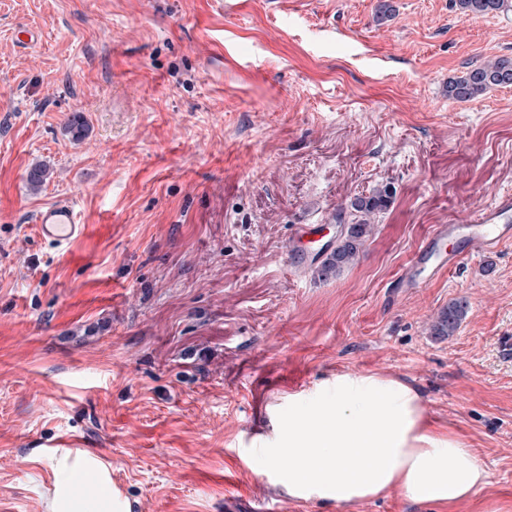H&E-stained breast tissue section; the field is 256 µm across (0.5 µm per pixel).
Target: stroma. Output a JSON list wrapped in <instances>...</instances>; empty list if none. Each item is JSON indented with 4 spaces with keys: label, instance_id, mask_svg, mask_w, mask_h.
<instances>
[{
    "label": "stroma",
    "instance_id": "obj_1",
    "mask_svg": "<svg viewBox=\"0 0 512 512\" xmlns=\"http://www.w3.org/2000/svg\"><path fill=\"white\" fill-rule=\"evenodd\" d=\"M379 2L0 0V512H50L63 434L130 512H438L257 475L289 395L343 371L416 387L490 474L460 512H512V240L388 290L434 225L512 193V88L447 93L512 55V12ZM385 186L355 265L293 267L294 225ZM66 198L85 231L54 247L33 221ZM460 298L455 335L429 336Z\"/></svg>",
    "mask_w": 512,
    "mask_h": 512
}]
</instances>
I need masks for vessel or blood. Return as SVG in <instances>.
Instances as JSON below:
<instances>
[{"label": "vessel or blood", "instance_id": "1", "mask_svg": "<svg viewBox=\"0 0 512 512\" xmlns=\"http://www.w3.org/2000/svg\"><path fill=\"white\" fill-rule=\"evenodd\" d=\"M36 227L41 239L61 246L77 237L82 226L76 205L63 199L40 211ZM325 231L321 224H298L293 230L291 258L302 269L322 262L323 255L307 249V242ZM512 239V196L499 198L467 224H438L413 255L407 270L391 284L392 294L421 287L427 280L464 261L494 251Z\"/></svg>", "mask_w": 512, "mask_h": 512}]
</instances>
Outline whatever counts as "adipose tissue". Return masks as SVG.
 <instances>
[{
  "label": "adipose tissue",
  "instance_id": "1",
  "mask_svg": "<svg viewBox=\"0 0 512 512\" xmlns=\"http://www.w3.org/2000/svg\"><path fill=\"white\" fill-rule=\"evenodd\" d=\"M255 457L259 468L275 467L291 497L339 504L398 491L455 512L489 483L474 449L430 420L414 386L378 373H339L289 396L277 447L256 448ZM52 467V512H127L95 455L66 453Z\"/></svg>",
  "mask_w": 512,
  "mask_h": 512
}]
</instances>
